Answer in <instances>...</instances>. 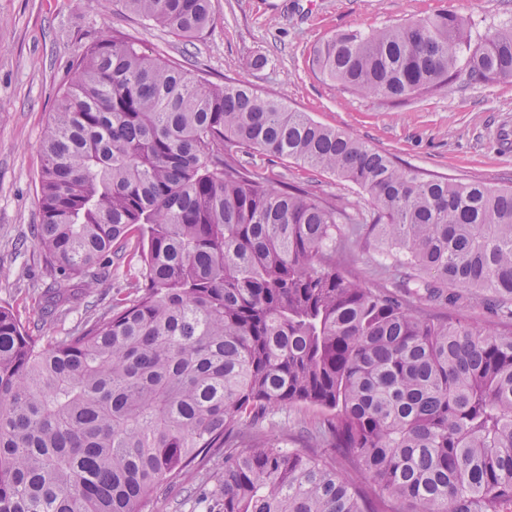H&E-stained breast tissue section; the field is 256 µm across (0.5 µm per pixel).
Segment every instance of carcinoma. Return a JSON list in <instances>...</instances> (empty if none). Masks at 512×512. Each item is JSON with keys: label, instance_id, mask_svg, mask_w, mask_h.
Returning <instances> with one entry per match:
<instances>
[{"label": "carcinoma", "instance_id": "obj_1", "mask_svg": "<svg viewBox=\"0 0 512 512\" xmlns=\"http://www.w3.org/2000/svg\"><path fill=\"white\" fill-rule=\"evenodd\" d=\"M191 37L211 0H120ZM468 22L446 10L314 50L312 70L362 96L406 99L458 76ZM512 78V24L464 60ZM35 239L73 280L109 255L137 268L112 314L51 349L0 307V512H144L213 448L205 512H503L512 504V333L437 319L342 271L343 225L365 221L251 159L350 182L394 271L428 290L512 300V185L425 173L280 98L102 36L41 139ZM328 413L323 461L246 432L270 410ZM367 473L371 502L341 473Z\"/></svg>", "mask_w": 512, "mask_h": 512}]
</instances>
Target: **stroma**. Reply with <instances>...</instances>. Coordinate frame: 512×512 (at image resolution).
Returning <instances> with one entry per match:
<instances>
[{"instance_id": "35a3bbf8", "label": "stroma", "mask_w": 512, "mask_h": 512, "mask_svg": "<svg viewBox=\"0 0 512 512\" xmlns=\"http://www.w3.org/2000/svg\"><path fill=\"white\" fill-rule=\"evenodd\" d=\"M214 24L192 38L128 13L118 0H0V305L48 347L87 322L109 313L112 294L127 288L121 261L106 268L96 287L78 288L74 299L52 307L48 290L60 273L47 266L34 242L40 222V140L72 82L85 48L104 33L121 34L148 54L191 69L210 83L244 80L290 108L340 128L378 150L422 170L492 186L512 183V79L479 83L461 74L433 95L393 102L342 91L311 68L314 48L347 29H368L451 10L469 22L468 40L512 22V0H212ZM264 58L258 69L247 60ZM270 184L279 180L313 189L348 210L369 213L367 196L351 183L291 163L258 157ZM345 268L369 288L393 287L394 272L368 235L346 238ZM455 308L410 295L412 305L437 317L453 315L483 331L512 330V319L470 290ZM323 420L317 409L269 412L255 431L286 441L289 448L325 459L335 449L315 442ZM224 452L204 466L181 472L159 490L147 512H192L193 501L223 472Z\"/></svg>"}]
</instances>
